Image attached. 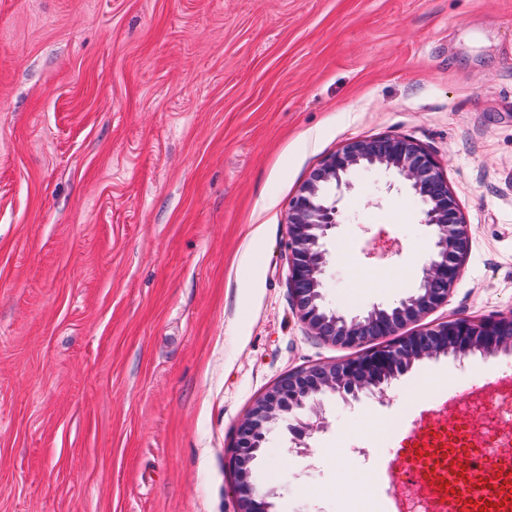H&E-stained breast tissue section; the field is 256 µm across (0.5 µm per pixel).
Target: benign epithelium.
<instances>
[{"label":"benign epithelium","instance_id":"7a95c632","mask_svg":"<svg viewBox=\"0 0 512 512\" xmlns=\"http://www.w3.org/2000/svg\"><path fill=\"white\" fill-rule=\"evenodd\" d=\"M383 168L401 178L431 229L433 251L415 293L385 308L349 316L325 303L327 240L341 223V193L349 176ZM288 287L300 322L315 336L355 354L280 377L238 423L229 459L237 512H273L276 491L254 480L251 464L271 426L288 424L295 447L323 428L321 397L344 402L362 394L385 396L392 379L414 362L452 354L463 359L480 352H512V310L488 318H455L412 332L430 312L448 303L470 249V231L441 164L423 145L405 135L357 139L327 156L291 198L288 210ZM400 253L394 239H372L364 256L383 262Z\"/></svg>","mask_w":512,"mask_h":512}]
</instances>
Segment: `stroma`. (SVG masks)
<instances>
[{
    "label": "stroma",
    "instance_id": "35a3bbf8",
    "mask_svg": "<svg viewBox=\"0 0 512 512\" xmlns=\"http://www.w3.org/2000/svg\"><path fill=\"white\" fill-rule=\"evenodd\" d=\"M382 135L435 155L470 226L430 321L512 309V0H0V512H234L253 401L349 355L294 312L288 202ZM352 182L324 294L360 312L413 293L433 243L393 173ZM478 368L512 354L324 398L301 456L275 427L276 512H391L389 450ZM399 244L395 239H383L380 236L372 239L364 256L371 262H383L392 259L400 253Z\"/></svg>",
    "mask_w": 512,
    "mask_h": 512
}]
</instances>
